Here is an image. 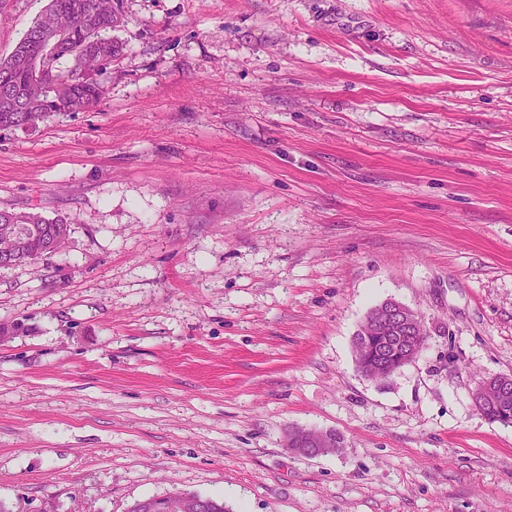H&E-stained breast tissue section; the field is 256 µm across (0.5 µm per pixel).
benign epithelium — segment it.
I'll return each mask as SVG.
<instances>
[{"label": "benign epithelium", "instance_id": "benign-epithelium-1", "mask_svg": "<svg viewBox=\"0 0 512 512\" xmlns=\"http://www.w3.org/2000/svg\"><path fill=\"white\" fill-rule=\"evenodd\" d=\"M424 324L422 315L409 306L389 299L381 303L363 320L354 343L358 358L376 366L383 365V354L397 339L404 340L407 362L414 361L424 347L425 335L415 334L416 325ZM512 393V375L503 374L482 381L473 392L480 412L495 409ZM283 447L300 456L314 458L336 452L342 443L334 430H312L290 427L284 434Z\"/></svg>", "mask_w": 512, "mask_h": 512}]
</instances>
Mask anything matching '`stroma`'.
Wrapping results in <instances>:
<instances>
[{
  "mask_svg": "<svg viewBox=\"0 0 512 512\" xmlns=\"http://www.w3.org/2000/svg\"><path fill=\"white\" fill-rule=\"evenodd\" d=\"M48 0H0V55ZM104 95L0 131V207L72 225L0 268V503L512 512V0H120ZM393 299L426 345L382 381ZM332 429L316 458L288 427ZM421 325L423 334L415 335V327ZM359 336H355V354L367 364L383 366V354L389 350V362L394 364L403 354V343L396 339H405L404 349L407 363L414 361L425 344L424 319L409 306L389 299L381 303L363 320ZM510 392H512V375H498L482 381L475 388L473 401L476 408L488 418L485 411L488 412L497 408L510 394L509 399L500 405L497 410V413L509 416L512 413V395ZM337 435L336 431L330 429L312 430L303 427H289L284 434L283 446L294 454L314 458L335 453L336 448L343 447V438L339 434Z\"/></svg>",
  "mask_w": 512,
  "mask_h": 512,
  "instance_id": "35a3bbf8",
  "label": "stroma"
}]
</instances>
